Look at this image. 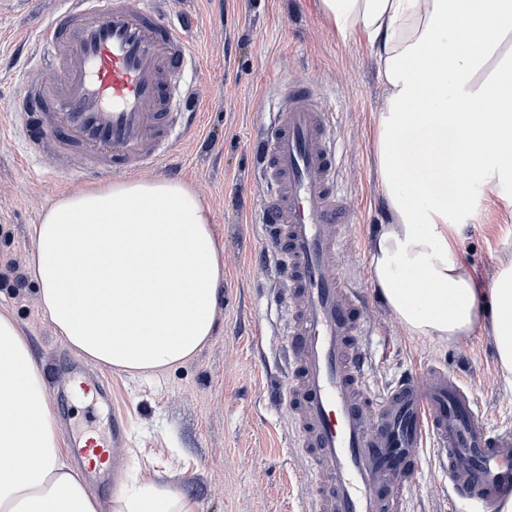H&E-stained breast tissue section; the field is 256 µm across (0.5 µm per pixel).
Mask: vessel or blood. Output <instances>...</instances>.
I'll use <instances>...</instances> for the list:
<instances>
[{
  "mask_svg": "<svg viewBox=\"0 0 512 512\" xmlns=\"http://www.w3.org/2000/svg\"><path fill=\"white\" fill-rule=\"evenodd\" d=\"M41 27L48 84L38 67L13 109L28 117L33 149L73 150L79 174L107 181L113 168L137 173L174 159L197 116L175 112L191 57L186 14L167 19L166 0H66ZM271 122L253 140L263 237L273 243L288 311L285 391L289 426L314 481L310 512H406L407 493L426 458L448 473L449 501L497 512L512 498V428L488 429L469 386L441 368L427 384L411 374L394 385L367 382V303L339 258L351 213L336 187L333 115L312 88L283 86ZM68 382L106 400L80 363ZM80 454L116 458L119 430L76 440Z\"/></svg>",
  "mask_w": 512,
  "mask_h": 512,
  "instance_id": "obj_1",
  "label": "vessel or blood"
}]
</instances>
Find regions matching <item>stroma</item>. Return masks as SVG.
<instances>
[{
  "label": "stroma",
  "instance_id": "stroma-1",
  "mask_svg": "<svg viewBox=\"0 0 512 512\" xmlns=\"http://www.w3.org/2000/svg\"><path fill=\"white\" fill-rule=\"evenodd\" d=\"M65 0H0V310L11 313L56 389L74 351L42 310L29 272L35 249L31 227L58 195L73 191L77 154L34 153L30 133L10 104L25 85L21 74L40 54L37 29ZM200 18L189 33L198 60L185 81L195 94L186 103L197 112L200 133L180 144L179 169L144 171L147 179L169 176L190 182L213 214L224 252V279L214 332L185 364L145 377L108 369L110 404L93 422L86 399H54L52 410L65 439L107 433L113 417L126 422L118 479L94 486L104 512L127 485L163 483L194 499L198 512H307L312 485L299 478L301 462L289 440L288 403L272 392L283 379L288 343L286 317L276 307L278 286L267 244L256 222L264 187L253 175L249 149L269 119L277 85L306 82L333 112V133L343 144L340 188L354 212L345 268L369 300L373 334L368 341L371 386L381 387L431 367L461 376L474 391L488 428L512 427V389L498 372L494 338L478 331L458 343L407 333L382 303L368 263L386 208L376 168L373 131L386 88L377 60L360 36L332 32L316 0H176ZM473 218L459 248L478 278L491 280L512 238V214L472 194ZM448 478L426 464L409 497V512H448Z\"/></svg>",
  "mask_w": 512,
  "mask_h": 512
}]
</instances>
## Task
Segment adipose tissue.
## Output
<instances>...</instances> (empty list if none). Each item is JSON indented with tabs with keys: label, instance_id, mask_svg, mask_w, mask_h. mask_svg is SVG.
I'll return each instance as SVG.
<instances>
[{
	"label": "adipose tissue",
	"instance_id": "obj_1",
	"mask_svg": "<svg viewBox=\"0 0 512 512\" xmlns=\"http://www.w3.org/2000/svg\"><path fill=\"white\" fill-rule=\"evenodd\" d=\"M341 36L360 34L387 89L374 154L388 222L369 266L407 332L456 341L490 329L512 387V255L478 280L458 247L468 179L512 212V0H317ZM31 235L39 302L81 354L147 375L210 340L224 257L212 214L181 180L134 179L53 200ZM116 512H197L166 485L124 491ZM70 463L41 369L0 311V512H102Z\"/></svg>",
	"mask_w": 512,
	"mask_h": 512
}]
</instances>
